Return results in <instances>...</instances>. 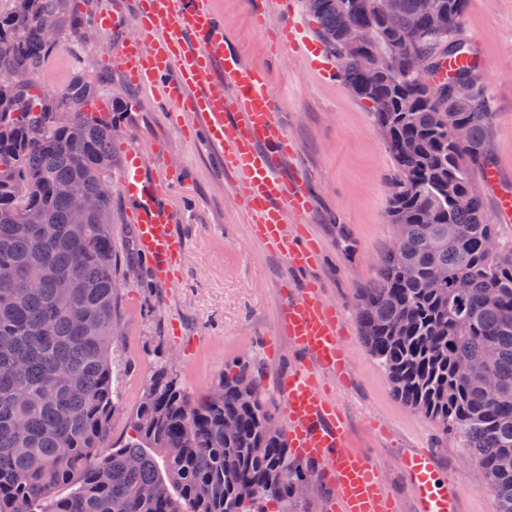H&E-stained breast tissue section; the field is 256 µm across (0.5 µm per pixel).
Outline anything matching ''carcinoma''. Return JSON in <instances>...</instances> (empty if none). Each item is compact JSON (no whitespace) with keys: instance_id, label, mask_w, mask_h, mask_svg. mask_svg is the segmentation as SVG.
<instances>
[{"instance_id":"carcinoma-1","label":"carcinoma","mask_w":512,"mask_h":512,"mask_svg":"<svg viewBox=\"0 0 512 512\" xmlns=\"http://www.w3.org/2000/svg\"><path fill=\"white\" fill-rule=\"evenodd\" d=\"M425 0H305L341 77L389 130L388 223L400 258L384 254L359 295V324L394 395L458 436L512 512V246L488 223L470 173L488 169V91L476 63L434 80L446 60L469 54L460 38L467 0H432L448 25L435 28ZM61 0H15L0 14V512H288L306 482L247 366L193 395L165 364L155 366L130 417L112 436L118 289L112 268L114 127L84 106L105 86L78 79L40 107L30 83L57 41L45 17ZM378 67L371 79L351 63L355 39ZM423 74L410 71L413 62ZM465 100L448 96L460 79ZM468 128L467 143L449 136ZM454 183L458 195L445 194ZM79 194L99 201L80 213ZM467 283L459 295L453 285ZM500 384L491 397L480 373ZM245 483L258 488L239 498Z\"/></svg>"}]
</instances>
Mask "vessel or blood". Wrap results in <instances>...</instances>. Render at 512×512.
<instances>
[{"label":"vessel or blood","mask_w":512,"mask_h":512,"mask_svg":"<svg viewBox=\"0 0 512 512\" xmlns=\"http://www.w3.org/2000/svg\"><path fill=\"white\" fill-rule=\"evenodd\" d=\"M136 12L134 35L123 36L116 51L126 79L161 86L195 139L219 150L248 200L254 237L282 253L290 275L303 280L280 308L293 348L278 380L289 447L322 467L333 488L334 512H396L377 467L348 448L351 417L322 384V372L343 374L348 360L338 335L339 314L322 301L312 276L319 256L287 221L306 212L311 199L305 185L287 184L278 169L291 142L278 125L263 75L225 42L222 21L208 0H137ZM277 30L280 45L297 42L299 25L291 10L281 13ZM121 184L134 202L137 246L153 276L178 284L187 246L174 228V214L158 204L160 182L149 179L141 156L132 154ZM398 466L410 484L414 512H461V487L441 474L433 453L404 452Z\"/></svg>","instance_id":"b4317fda"}]
</instances>
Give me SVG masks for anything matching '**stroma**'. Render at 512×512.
<instances>
[{
  "instance_id": "1",
  "label": "stroma",
  "mask_w": 512,
  "mask_h": 512,
  "mask_svg": "<svg viewBox=\"0 0 512 512\" xmlns=\"http://www.w3.org/2000/svg\"><path fill=\"white\" fill-rule=\"evenodd\" d=\"M252 2L212 0V7L247 63L269 74V88L295 144L294 154L281 162L282 173L300 171L314 193L303 222L324 256L317 276L325 297L344 312L342 342L351 360L346 378L325 379L353 418L347 444L382 471L401 512H413L407 481L397 467L406 448L433 450L440 469L461 484L463 512H498L486 475L469 462L460 440L443 434L395 397L361 337L359 294L376 279L379 258L393 234L386 217L392 159L373 118L343 80L317 73L303 47L277 49L273 29L255 27ZM86 5L87 0H65L62 41L35 77L31 94L36 99L60 95L79 75L104 80L109 95L102 103L116 129L113 174H120L128 153L148 152L156 141L165 144L164 162L149 164L146 174L157 176L165 165L181 170V179L160 203L176 211L175 228L190 244L182 287L154 279L137 249L129 220L132 202L120 186H113L118 283L114 355L120 400L112 429L124 434L143 385L161 360L196 394L208 391L238 362H249L262 376L271 411L281 415L277 377L288 362L289 348L270 354L262 339L279 330L286 265L251 238L243 196L220 160L192 142L158 91L130 85L117 64L106 63L115 36L93 24ZM460 36L478 48V70L491 90V162L512 187V0H468ZM175 321L184 330L178 340L171 334Z\"/></svg>"
}]
</instances>
